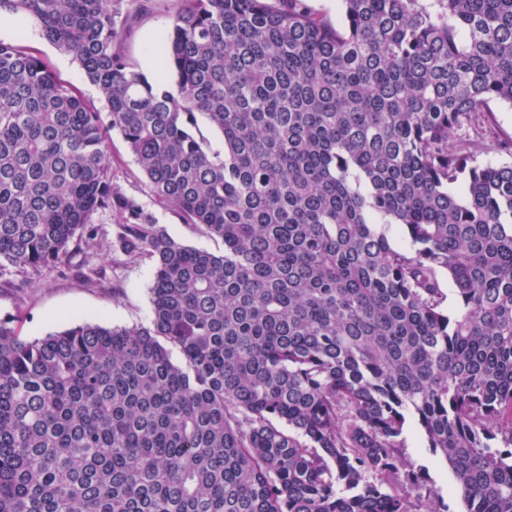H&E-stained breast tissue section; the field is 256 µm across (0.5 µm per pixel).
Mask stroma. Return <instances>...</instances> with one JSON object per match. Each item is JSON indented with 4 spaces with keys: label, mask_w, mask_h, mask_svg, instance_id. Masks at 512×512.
Here are the masks:
<instances>
[{
    "label": "stroma",
    "mask_w": 512,
    "mask_h": 512,
    "mask_svg": "<svg viewBox=\"0 0 512 512\" xmlns=\"http://www.w3.org/2000/svg\"><path fill=\"white\" fill-rule=\"evenodd\" d=\"M175 8V0H149L140 10L133 30L124 38L122 50L140 71L149 72L150 50L156 38L167 31ZM0 39L18 40L33 49L61 80L75 86L88 103L106 110L105 101L78 63L44 39L30 20L9 17L7 24L0 26ZM483 143L482 160L501 162L512 157L506 151L507 144L512 143V105L493 103L483 129ZM109 155L115 182L124 192L141 197L171 237L194 248L223 253L221 240L194 231L170 210L156 204L144 173L119 134L110 136ZM85 260L101 268L100 279L92 283L84 280L80 265ZM152 284L153 268L149 261L127 264L114 260L111 252L98 246L83 244L73 248L55 266L37 272L22 275L9 266L0 269V318L20 315V335L28 340L64 330L78 320L110 327L144 324L151 316ZM405 436L410 460L415 467L426 469L448 512H464L465 505L449 468L431 455L416 429H407Z\"/></svg>",
    "instance_id": "obj_1"
}]
</instances>
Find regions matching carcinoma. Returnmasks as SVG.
I'll return each mask as SVG.
<instances>
[{
	"mask_svg": "<svg viewBox=\"0 0 512 512\" xmlns=\"http://www.w3.org/2000/svg\"><path fill=\"white\" fill-rule=\"evenodd\" d=\"M178 3L175 96L121 50L137 11L0 0L107 103L0 41V268L89 240L153 266L146 325L0 319V512H447L410 419L465 512H512V163L477 161L512 105V0H340L336 27L304 0ZM114 131L224 253L114 183ZM405 436L407 455L415 467L428 471V478L431 481L429 485L435 486L440 491L445 504L448 505V512H463L465 505L449 468L431 455L428 448H425V441L416 429L408 427Z\"/></svg>",
	"mask_w": 512,
	"mask_h": 512,
	"instance_id": "carcinoma-1",
	"label": "carcinoma"
}]
</instances>
